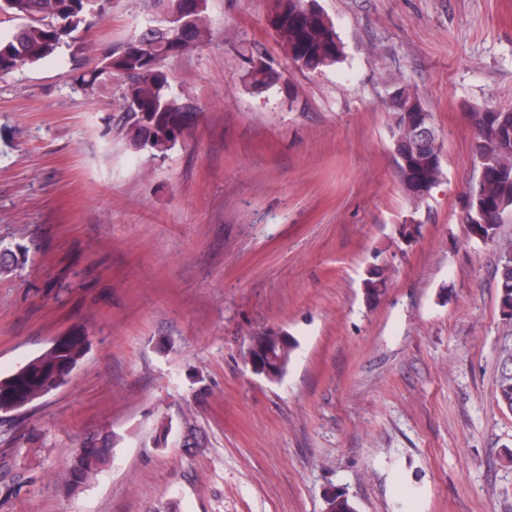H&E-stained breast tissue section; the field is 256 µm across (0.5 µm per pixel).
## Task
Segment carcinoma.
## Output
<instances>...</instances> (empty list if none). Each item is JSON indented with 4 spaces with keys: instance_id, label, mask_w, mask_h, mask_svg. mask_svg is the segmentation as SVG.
<instances>
[{
    "instance_id": "cac0c4a2",
    "label": "carcinoma",
    "mask_w": 512,
    "mask_h": 512,
    "mask_svg": "<svg viewBox=\"0 0 512 512\" xmlns=\"http://www.w3.org/2000/svg\"><path fill=\"white\" fill-rule=\"evenodd\" d=\"M308 0H276V18L271 28L284 56L301 69L320 71L338 63L343 44L332 20L318 7L304 10ZM82 0H0V17L19 21L8 39H0V72L7 75L25 64H34L63 48L83 49L82 34L90 29L79 5ZM153 6L173 19L165 32H141L121 50L103 55L100 66L79 73L74 83L87 91L106 79L122 81L124 112L116 130L134 153L148 150L163 157L183 137L191 112L169 91L166 66L169 60L208 41L210 24L207 0H199L192 12L175 13V0H153ZM243 64L242 80L252 94L277 92L294 101L290 85H277L273 62L257 49L237 50ZM393 111V140H409L413 114L425 108L411 87L395 84L389 93ZM475 132V157L488 175L468 184L465 199L470 208L462 223L471 236L483 241L494 238L500 224L512 216V108L495 107L471 113ZM401 185L411 200H425L411 192L414 180L433 187L441 174V160L429 162V154H400L396 158ZM499 287L502 315L512 319V266L501 268ZM87 336L74 331L54 347L31 359L13 374L0 378V405L22 409L65 384L87 353ZM293 345L289 340L269 339L258 357L284 374ZM498 403L512 412V357H507L497 379ZM107 451L89 439L75 451L66 481L80 483L105 460ZM326 512H356L343 493L327 496Z\"/></svg>"
}]
</instances>
